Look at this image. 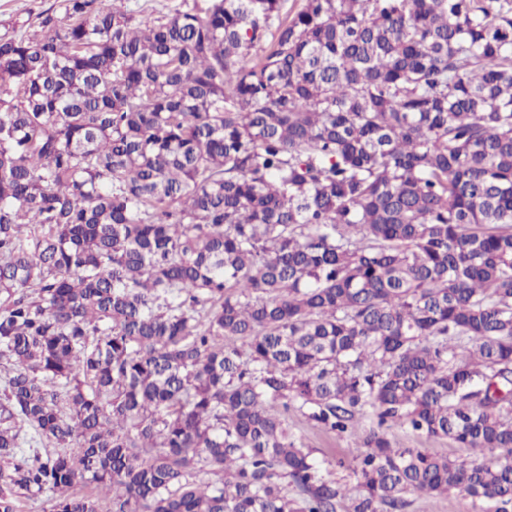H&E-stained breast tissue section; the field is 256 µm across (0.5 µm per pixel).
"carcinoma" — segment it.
<instances>
[{
  "mask_svg": "<svg viewBox=\"0 0 512 512\" xmlns=\"http://www.w3.org/2000/svg\"><path fill=\"white\" fill-rule=\"evenodd\" d=\"M284 2L0 35V512H512V0ZM288 425L300 441L313 449V456L322 464L327 478L349 487L355 484L352 465L354 457L365 450L362 440L349 433L325 430L307 414L294 409L288 411ZM385 435L395 448H420L432 455L450 459L468 454L466 449L458 448L446 437H429L400 425H391L385 430ZM410 504L403 512H478V506L465 494H451L447 497L430 498L409 494Z\"/></svg>",
  "mask_w": 512,
  "mask_h": 512,
  "instance_id": "1",
  "label": "carcinoma"
}]
</instances>
